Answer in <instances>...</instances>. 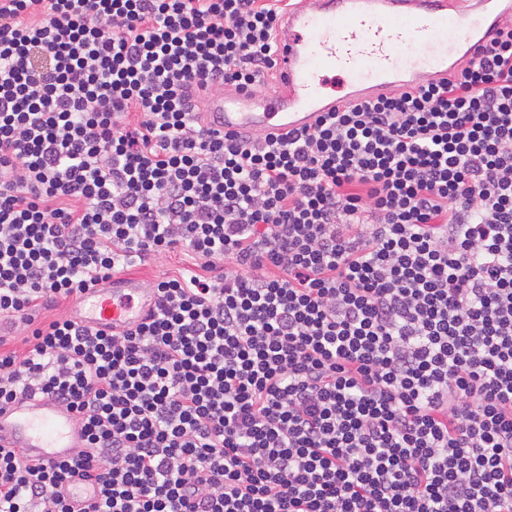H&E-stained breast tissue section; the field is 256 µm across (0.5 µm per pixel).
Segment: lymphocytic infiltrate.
<instances>
[{"label":"lymphocytic infiltrate","instance_id":"1","mask_svg":"<svg viewBox=\"0 0 512 512\" xmlns=\"http://www.w3.org/2000/svg\"><path fill=\"white\" fill-rule=\"evenodd\" d=\"M277 0H0V405L83 445L0 447V512H512V23L448 77L284 136ZM182 249L136 327L38 320ZM95 484L74 507L68 485ZM0 445L20 449L33 462L60 461L77 452L81 436L72 416L40 396L0 408Z\"/></svg>","mask_w":512,"mask_h":512}]
</instances>
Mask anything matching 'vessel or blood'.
Listing matches in <instances>:
<instances>
[{"instance_id": "1", "label": "vessel or blood", "mask_w": 512, "mask_h": 512, "mask_svg": "<svg viewBox=\"0 0 512 512\" xmlns=\"http://www.w3.org/2000/svg\"><path fill=\"white\" fill-rule=\"evenodd\" d=\"M509 18L512 0H297L277 28L271 88L199 93L200 116L220 135H285L336 110L335 79L346 82L348 98L366 100L447 77ZM154 302L150 288L124 278L87 291L79 316L94 328L123 329ZM0 446L34 462L60 461L81 436L72 416L40 396L0 407Z\"/></svg>"}]
</instances>
